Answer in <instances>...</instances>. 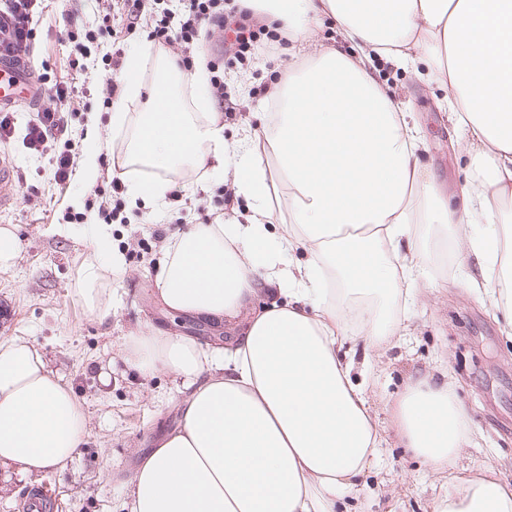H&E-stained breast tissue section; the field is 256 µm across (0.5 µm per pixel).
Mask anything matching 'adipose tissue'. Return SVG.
Here are the masks:
<instances>
[{
  "instance_id": "obj_1",
  "label": "adipose tissue",
  "mask_w": 512,
  "mask_h": 512,
  "mask_svg": "<svg viewBox=\"0 0 512 512\" xmlns=\"http://www.w3.org/2000/svg\"><path fill=\"white\" fill-rule=\"evenodd\" d=\"M261 22L303 44L276 82L262 137L224 141L205 67L132 48L113 100L112 130L131 201L165 203L173 176L223 178L246 215L197 224L165 248L157 274L167 309L235 325L225 349L142 331L124 357L146 376L166 372L189 393L178 427L139 451L129 512H336L377 458L381 436L352 364L349 337L381 345L420 289L438 287L446 255L474 256V288L490 291L512 337V0H251ZM343 38L318 40L323 23ZM436 84L469 161L460 202L421 158L424 136L374 75V60ZM155 59L151 83L142 73ZM191 100H184L183 88ZM148 97L141 112L129 106ZM179 110L163 116L162 107ZM288 189L279 233L270 188ZM309 255L294 264L290 252ZM119 269L106 236L77 269L74 292L98 323L112 316ZM288 292L287 303H252ZM404 447L431 469L454 464L468 435L451 383L420 378L395 406ZM89 419L41 347L0 336V466L65 471ZM438 512H512V482L493 470L458 476Z\"/></svg>"
}]
</instances>
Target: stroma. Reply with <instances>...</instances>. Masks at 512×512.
Listing matches in <instances>:
<instances>
[{"label": "stroma", "mask_w": 512, "mask_h": 512, "mask_svg": "<svg viewBox=\"0 0 512 512\" xmlns=\"http://www.w3.org/2000/svg\"><path fill=\"white\" fill-rule=\"evenodd\" d=\"M97 11L96 0H45L30 57L35 70L78 88L85 78H108L103 65L88 76L70 64L65 17L76 12L90 22ZM233 39L232 32L216 27L201 37L204 61L224 65V141L229 145L245 132H262L272 84L302 53L299 43L291 42L244 66L226 50ZM376 66L379 79L408 104L423 129L424 164L446 195H459L467 182L466 166L448 147L447 108L439 89L385 61ZM71 106L78 117L68 132L77 153H85L95 133L101 160L116 161L121 138L112 132L109 108L79 95ZM33 116V108L19 106L18 134L0 144V158L13 161L20 176L17 201L0 212V226L12 228L23 242L14 264L0 268V334L42 347L50 368L82 397L90 435L65 474L26 475L18 467L1 466L0 512H26L36 491L51 500L52 512H127L135 451L151 447L156 437L176 427L186 392L172 375L145 377L131 368L122 356L123 340L143 329L178 332L176 313L161 304L156 292L157 263L167 242L191 225L246 212L249 202L233 193L231 180H213L199 171L176 184L184 200L180 223H164L166 206L130 202L123 223L100 227L92 208L93 186L76 176L56 184L47 156L26 147L21 133ZM102 228L123 265L112 277V319L104 325L86 314L72 291L76 270ZM476 269L472 260L462 267L445 265L447 287L423 289L401 329L381 347L352 338V376L365 391L382 445L373 468L339 501V512H436L450 491L447 471L427 469L402 448L394 421L397 400L425 375L456 382L467 411L471 439L460 451L457 469L491 466L512 481V340L502 336L486 298L467 288Z\"/></svg>", "instance_id": "35a3bbf8"}]
</instances>
